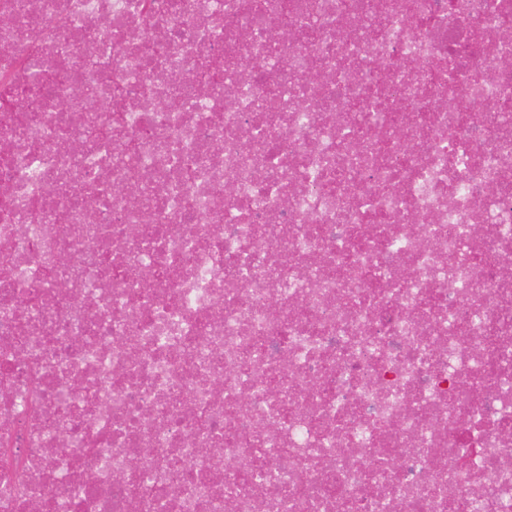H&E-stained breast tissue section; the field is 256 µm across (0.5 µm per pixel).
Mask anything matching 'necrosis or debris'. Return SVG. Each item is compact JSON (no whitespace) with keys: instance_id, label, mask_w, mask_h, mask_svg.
Here are the masks:
<instances>
[{"instance_id":"obj_1","label":"necrosis or debris","mask_w":512,"mask_h":512,"mask_svg":"<svg viewBox=\"0 0 512 512\" xmlns=\"http://www.w3.org/2000/svg\"><path fill=\"white\" fill-rule=\"evenodd\" d=\"M1 16L0 512H512V0Z\"/></svg>"}]
</instances>
